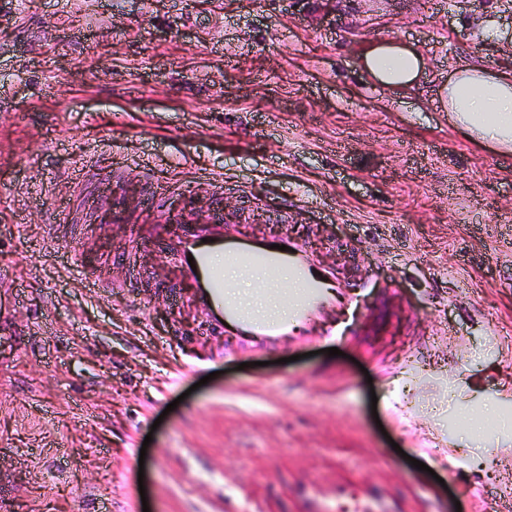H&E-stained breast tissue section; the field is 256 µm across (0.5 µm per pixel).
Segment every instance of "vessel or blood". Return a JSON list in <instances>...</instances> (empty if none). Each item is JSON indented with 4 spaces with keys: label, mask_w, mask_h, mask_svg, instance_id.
I'll use <instances>...</instances> for the list:
<instances>
[{
    "label": "vessel or blood",
    "mask_w": 512,
    "mask_h": 512,
    "mask_svg": "<svg viewBox=\"0 0 512 512\" xmlns=\"http://www.w3.org/2000/svg\"><path fill=\"white\" fill-rule=\"evenodd\" d=\"M162 223L173 232H156V245L174 260L183 281L192 289L190 302L200 313L206 336H232L260 351H272L300 336L318 342L343 341L345 332L336 323L341 292L331 268L318 266L306 247L289 236L269 240L242 232L229 223L222 209L198 216L166 210ZM222 256L247 271L258 267L267 274L268 287H277L288 276L294 289L281 293L283 313L263 308L257 301L239 297L215 265Z\"/></svg>",
    "instance_id": "b4317fda"
}]
</instances>
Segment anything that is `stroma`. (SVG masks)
I'll use <instances>...</instances> for the list:
<instances>
[{
  "mask_svg": "<svg viewBox=\"0 0 512 512\" xmlns=\"http://www.w3.org/2000/svg\"><path fill=\"white\" fill-rule=\"evenodd\" d=\"M377 37L422 54L417 88L360 71ZM480 62L512 76V0H0L6 512H306L301 488L365 484L399 512L512 499V153L439 105ZM160 181L166 206L289 234L342 290L375 276L340 356L209 358L149 243ZM132 254L149 282L83 288Z\"/></svg>",
  "mask_w": 512,
  "mask_h": 512,
  "instance_id": "35a3bbf8",
  "label": "stroma"
}]
</instances>
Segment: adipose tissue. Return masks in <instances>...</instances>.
Here are the masks:
<instances>
[{
	"label": "adipose tissue",
	"mask_w": 512,
	"mask_h": 512,
	"mask_svg": "<svg viewBox=\"0 0 512 512\" xmlns=\"http://www.w3.org/2000/svg\"><path fill=\"white\" fill-rule=\"evenodd\" d=\"M359 63L375 83L391 90L413 87L423 67L416 49L388 38L370 41ZM439 98L452 124L503 152L512 151V80L497 68L469 65L452 71Z\"/></svg>",
	"instance_id": "obj_1"
}]
</instances>
